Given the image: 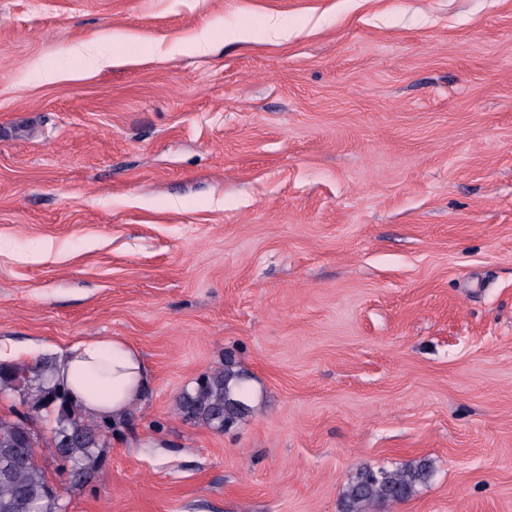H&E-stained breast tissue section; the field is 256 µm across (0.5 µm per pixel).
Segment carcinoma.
Returning a JSON list of instances; mask_svg holds the SVG:
<instances>
[{
	"label": "carcinoma",
	"mask_w": 512,
	"mask_h": 512,
	"mask_svg": "<svg viewBox=\"0 0 512 512\" xmlns=\"http://www.w3.org/2000/svg\"><path fill=\"white\" fill-rule=\"evenodd\" d=\"M24 368L0 367V390H18L13 382L21 379ZM43 380L34 392L24 389L27 401L35 410L61 400L57 425L48 436H41L26 424V419L0 420V512H63L60 497L47 493L46 469L37 459L40 445L69 471V483L79 484L91 478L100 466L102 448L107 445L105 427L86 418L82 411L66 406V394L57 385ZM243 376L227 363L202 377L191 393L182 396L183 417L203 423L217 431L224 430L245 415L247 408L240 399ZM431 464L426 460L409 463L399 469L364 468L345 487L339 512H366L380 503H398L411 498L427 482Z\"/></svg>",
	"instance_id": "carcinoma-1"
}]
</instances>
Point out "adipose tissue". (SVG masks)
<instances>
[{
	"label": "adipose tissue",
	"instance_id": "obj_1",
	"mask_svg": "<svg viewBox=\"0 0 512 512\" xmlns=\"http://www.w3.org/2000/svg\"><path fill=\"white\" fill-rule=\"evenodd\" d=\"M54 380L67 390L71 405L98 419L124 413L146 385L139 352L116 337L69 346L56 362Z\"/></svg>",
	"mask_w": 512,
	"mask_h": 512
}]
</instances>
